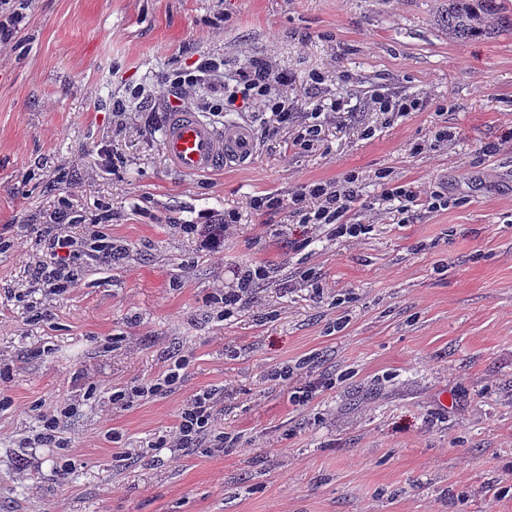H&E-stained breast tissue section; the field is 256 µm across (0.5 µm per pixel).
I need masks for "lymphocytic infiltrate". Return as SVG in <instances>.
<instances>
[{"mask_svg": "<svg viewBox=\"0 0 512 512\" xmlns=\"http://www.w3.org/2000/svg\"><path fill=\"white\" fill-rule=\"evenodd\" d=\"M290 80L287 71L279 69L268 59H246L236 73L228 77L224 74L223 59L205 57L193 69L167 79L164 87L173 103L181 106L186 101L198 99L203 108L216 117L244 106L252 108L268 135L275 134L278 127L283 125L296 126L293 144L306 151L320 139L322 114L315 111L299 115L297 104L282 92ZM375 179L381 187L378 206L368 219L356 223L346 219L359 199V176L355 173L346 174L335 182H310L285 197L253 196L247 200L246 206L258 214L273 210L286 211L297 223L327 229L330 237L355 243L369 233L373 221L382 217L390 215L404 223L415 207L425 205L437 210L448 205L444 192L398 183L391 171H379ZM49 219V224L36 231L35 239L40 250L33 274L22 288L13 292L15 298L32 304L36 303L38 295L64 291L75 287L78 281L74 270L77 240L71 233L77 218L67 208L60 207L50 214ZM269 276V269L261 265L237 272L234 286L220 291L225 317L231 318L240 312L253 287ZM218 402L217 394L213 391L190 395L173 429L150 442V449L173 448L181 451L201 447L205 432L215 421Z\"/></svg>", "mask_w": 512, "mask_h": 512, "instance_id": "obj_1", "label": "lymphocytic infiltrate"}]
</instances>
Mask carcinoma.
<instances>
[{"instance_id": "obj_1", "label": "carcinoma", "mask_w": 512, "mask_h": 512, "mask_svg": "<svg viewBox=\"0 0 512 512\" xmlns=\"http://www.w3.org/2000/svg\"><path fill=\"white\" fill-rule=\"evenodd\" d=\"M445 23L449 38L471 40L502 28L512 30V8L508 0H448Z\"/></svg>"}]
</instances>
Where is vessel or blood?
<instances>
[{"instance_id": "b4317fda", "label": "vessel or blood", "mask_w": 512, "mask_h": 512, "mask_svg": "<svg viewBox=\"0 0 512 512\" xmlns=\"http://www.w3.org/2000/svg\"><path fill=\"white\" fill-rule=\"evenodd\" d=\"M161 145L176 170L186 176L244 165L256 154L253 133L245 123L229 120L219 127L201 113L174 105L166 114Z\"/></svg>"}]
</instances>
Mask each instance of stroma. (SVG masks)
Returning a JSON list of instances; mask_svg holds the SVG:
<instances>
[{
  "label": "stroma",
  "mask_w": 512,
  "mask_h": 512,
  "mask_svg": "<svg viewBox=\"0 0 512 512\" xmlns=\"http://www.w3.org/2000/svg\"><path fill=\"white\" fill-rule=\"evenodd\" d=\"M29 3L0 51V512H512V32L452 40L448 0ZM206 55L228 75L272 58L302 111L343 107L310 150L284 126L256 133L250 164L182 175L159 87ZM140 85L151 101L113 112ZM379 92L427 106L393 120ZM442 126L452 140L411 153ZM385 168L451 205L353 244L245 207L356 172L359 220ZM64 201L79 237L109 213L125 252L80 264L37 317L6 293ZM229 210L233 233L203 248ZM251 265L272 277L223 319L216 289ZM181 357L172 389L112 407ZM204 390L222 393L215 429L235 445L147 451ZM66 403L55 441L34 443Z\"/></svg>",
  "instance_id": "35a3bbf8"
}]
</instances>
